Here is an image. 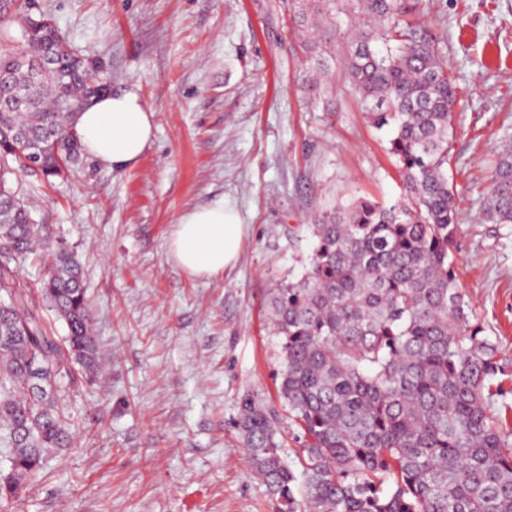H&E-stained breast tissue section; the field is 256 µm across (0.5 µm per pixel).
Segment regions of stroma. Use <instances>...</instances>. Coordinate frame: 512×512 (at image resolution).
Listing matches in <instances>:
<instances>
[{"instance_id": "stroma-1", "label": "stroma", "mask_w": 512, "mask_h": 512, "mask_svg": "<svg viewBox=\"0 0 512 512\" xmlns=\"http://www.w3.org/2000/svg\"><path fill=\"white\" fill-rule=\"evenodd\" d=\"M424 5L456 76L448 174L459 281L498 343L504 394L494 407L512 423V224L481 216L492 162L512 137V0ZM31 13L102 60L113 92L137 93L156 131L133 167L86 156L50 184L34 173L13 180L35 203L44 245L16 265L17 281L36 292L46 251L76 252L102 366L93 380L76 374L71 444L48 456L11 512H275L237 429L242 395L258 393L275 405L294 462L268 292L307 268L315 213L359 194L399 195L388 136L342 73L327 85L335 111L307 105L288 0H33ZM219 201L246 228L237 262L190 275L169 256L174 224Z\"/></svg>"}]
</instances>
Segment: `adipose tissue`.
<instances>
[{"label":"adipose tissue","mask_w":512,"mask_h":512,"mask_svg":"<svg viewBox=\"0 0 512 512\" xmlns=\"http://www.w3.org/2000/svg\"><path fill=\"white\" fill-rule=\"evenodd\" d=\"M76 129L89 156L124 169L137 164L152 142L154 114L136 93L106 94L80 112ZM244 233L236 209L219 202L181 215L171 250L189 273L212 276L236 262Z\"/></svg>","instance_id":"obj_1"}]
</instances>
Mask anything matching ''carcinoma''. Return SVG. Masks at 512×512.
Here are the masks:
<instances>
[{
    "label": "carcinoma",
    "instance_id": "obj_1",
    "mask_svg": "<svg viewBox=\"0 0 512 512\" xmlns=\"http://www.w3.org/2000/svg\"><path fill=\"white\" fill-rule=\"evenodd\" d=\"M290 0L297 25L316 21L304 41L303 87L324 97L326 45L336 15L354 16L344 74L403 175L390 204L355 196L320 212L308 269L271 289L268 318L281 340L279 397L303 441L302 477L279 453L276 412L253 392L240 401L247 461L278 512H512V431L493 407L503 395L497 345L458 284V233L449 141L457 86L426 23L421 0ZM0 22L20 37L0 45V69L27 98L0 108V438L9 471L0 503L36 477L51 452L70 443L74 415L61 393L76 369L93 378L101 353L93 335L83 271L66 248L41 281L46 308L66 326L59 339L16 281L17 262L38 235L30 206L13 187L16 171L45 179L72 169L84 150L76 113L94 84L73 67L54 20L30 30V0H10ZM51 51L53 70L29 65ZM30 145L37 167L13 152ZM487 224H512V138L496 155L481 210Z\"/></svg>",
    "mask_w": 512,
    "mask_h": 512
}]
</instances>
